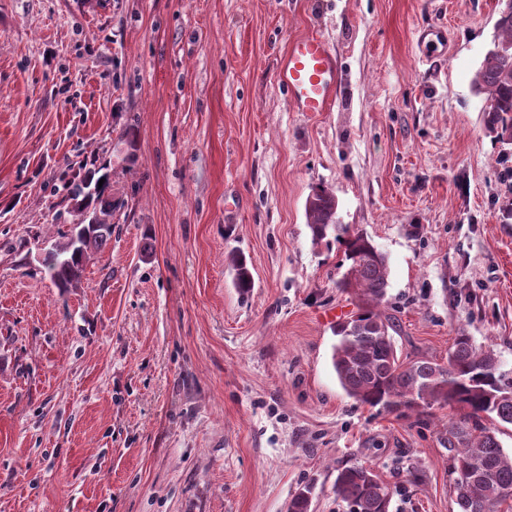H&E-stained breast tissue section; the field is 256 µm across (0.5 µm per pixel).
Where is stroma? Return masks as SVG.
Returning a JSON list of instances; mask_svg holds the SVG:
<instances>
[{
    "label": "stroma",
    "instance_id": "35a3bbf8",
    "mask_svg": "<svg viewBox=\"0 0 512 512\" xmlns=\"http://www.w3.org/2000/svg\"><path fill=\"white\" fill-rule=\"evenodd\" d=\"M505 0H0V512H346L336 467L390 512H457L450 409L356 402L332 367L356 310L306 200L387 256L403 360L458 331L512 367V148L472 78ZM322 37L340 89L274 80ZM107 168L112 238L78 287L44 259L71 178ZM254 278L232 285L230 252ZM298 112H326L339 84L335 55L321 37L304 35L288 44L274 73ZM336 472L334 493L348 512H389L394 492L372 469L351 463Z\"/></svg>",
    "mask_w": 512,
    "mask_h": 512
}]
</instances>
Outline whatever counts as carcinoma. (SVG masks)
<instances>
[{
    "instance_id": "carcinoma-1",
    "label": "carcinoma",
    "mask_w": 512,
    "mask_h": 512,
    "mask_svg": "<svg viewBox=\"0 0 512 512\" xmlns=\"http://www.w3.org/2000/svg\"><path fill=\"white\" fill-rule=\"evenodd\" d=\"M497 38L472 78L476 92L487 95L485 125L499 141L512 138V13H500ZM104 183L84 180L74 185L81 197L72 229L48 252L45 263L56 287L67 290L81 281L86 265L112 238L110 174ZM335 197L320 190L309 196L305 211L312 243L344 248L348 264L337 287L357 302V311L336 324L332 365L347 395L391 412L427 413L449 407L448 445L454 449L449 467L459 512H499L512 499V454L501 447L496 427L512 424V368L506 369L494 349L477 348L460 332L448 349V360L406 362L398 355L382 311L389 286L386 255L362 232L336 219ZM229 265L234 287L246 296L254 287L244 256L233 253ZM336 499L348 512H389L392 488L370 468L346 464L336 469ZM313 487L303 486L288 503V512H310Z\"/></svg>"
}]
</instances>
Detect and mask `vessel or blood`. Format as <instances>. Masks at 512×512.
Returning <instances> with one entry per match:
<instances>
[{"instance_id":"1","label":"vessel or blood","mask_w":512,"mask_h":512,"mask_svg":"<svg viewBox=\"0 0 512 512\" xmlns=\"http://www.w3.org/2000/svg\"><path fill=\"white\" fill-rule=\"evenodd\" d=\"M274 78L299 112H324L339 84L335 55L321 37L304 35L290 41Z\"/></svg>"}]
</instances>
